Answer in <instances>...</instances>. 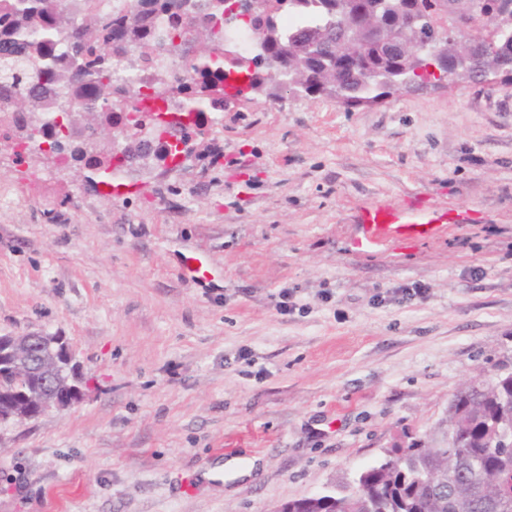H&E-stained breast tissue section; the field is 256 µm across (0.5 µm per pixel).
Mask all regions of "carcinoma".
I'll return each mask as SVG.
<instances>
[{
	"label": "carcinoma",
	"mask_w": 512,
	"mask_h": 512,
	"mask_svg": "<svg viewBox=\"0 0 512 512\" xmlns=\"http://www.w3.org/2000/svg\"><path fill=\"white\" fill-rule=\"evenodd\" d=\"M178 7L181 13L172 11ZM130 0L118 10L103 0H0V117L38 111L61 117L41 135L24 137L35 146L47 143L70 155L80 167L115 164L130 169L154 157L163 141L184 139L193 124L183 118L213 101L205 90L241 74H261L270 96L282 87L293 94L316 95L321 86L342 80L347 90L367 82L403 87L408 83L462 81L512 71V0H484V13L467 14L468 0H448L455 18L498 38L501 53L486 59L463 44L450 43L440 61L417 64L380 49L370 24L378 21L407 42L429 37L423 17L429 0H263L267 15L264 41L254 44L242 62L224 48V10L230 0ZM325 38L311 57L304 44ZM217 44V60L200 53L185 57L166 50L175 41ZM119 55L132 72L146 71L124 95L112 92V56ZM160 56L180 59L202 76L182 87L176 104L168 95V69ZM278 57L288 68L270 67ZM92 88L95 99L84 100ZM118 113L133 132L145 130L143 147L135 152L96 150L94 131L105 114ZM512 425V373L491 383L459 389L441 424V441L412 440L390 449L383 464L366 468L359 484L333 503L315 501L304 512H499L497 504L512 494V449L502 444L503 430Z\"/></svg>",
	"instance_id": "cac0c4a2"
}]
</instances>
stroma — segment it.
I'll list each match as a JSON object with an SVG mask.
<instances>
[{
    "mask_svg": "<svg viewBox=\"0 0 512 512\" xmlns=\"http://www.w3.org/2000/svg\"><path fill=\"white\" fill-rule=\"evenodd\" d=\"M204 128L184 166L112 196L0 154V333L62 334L87 382L0 426V512H275L512 371V83L258 95ZM418 200L439 235L356 248L362 211ZM256 463V459L250 461L247 466H243L237 459H228L210 470L209 475L212 479L224 480L225 476L236 478L250 473Z\"/></svg>",
    "mask_w": 512,
    "mask_h": 512,
    "instance_id": "1",
    "label": "stroma"
}]
</instances>
